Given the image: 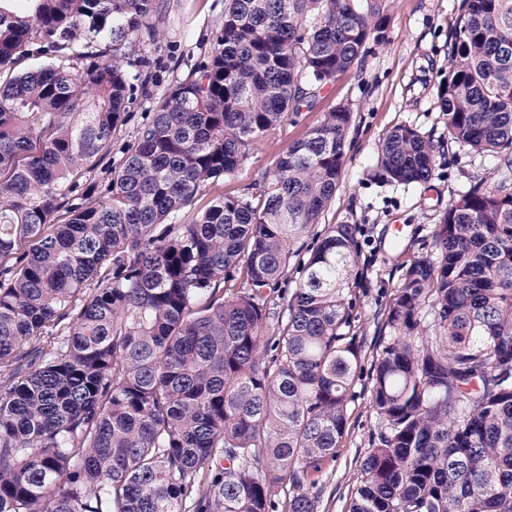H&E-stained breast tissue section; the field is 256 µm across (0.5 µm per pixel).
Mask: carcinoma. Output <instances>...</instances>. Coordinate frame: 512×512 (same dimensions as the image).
Returning a JSON list of instances; mask_svg holds the SVG:
<instances>
[{"instance_id":"1","label":"carcinoma","mask_w":512,"mask_h":512,"mask_svg":"<svg viewBox=\"0 0 512 512\" xmlns=\"http://www.w3.org/2000/svg\"><path fill=\"white\" fill-rule=\"evenodd\" d=\"M12 2L0 512H318L363 359L349 287L361 225L320 224L349 107L288 145L257 192L180 216L385 40V0H224L211 55L153 100L101 178L146 93L122 50L154 0ZM439 99L448 139L506 157L503 176L448 201L435 253L404 266L348 512H512V0H462ZM435 163L413 126L383 138L390 182L426 184Z\"/></svg>"}]
</instances>
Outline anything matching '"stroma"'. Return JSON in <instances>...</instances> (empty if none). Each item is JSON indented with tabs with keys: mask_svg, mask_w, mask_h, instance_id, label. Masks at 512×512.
Listing matches in <instances>:
<instances>
[{
	"mask_svg": "<svg viewBox=\"0 0 512 512\" xmlns=\"http://www.w3.org/2000/svg\"><path fill=\"white\" fill-rule=\"evenodd\" d=\"M150 21L158 38L142 36L126 46L131 61H143L148 89L159 96L189 76L213 48L224 20V0H155ZM388 28L383 44L333 85L315 107L289 115L273 135L252 145L233 179L208 187L197 199L203 210L224 195H237L272 170L280 153L318 125L339 104L353 113L346 135L345 164L336 197L322 217L326 224L363 228L352 281L357 295L356 334L372 355L380 334L376 312L401 282L404 265L429 250L433 232L449 199L497 179L500 161L474 156L449 141L447 120L438 103V86L448 76V44L459 27L461 0H386ZM417 127L439 147L436 174L427 184L387 182L376 167L383 136L392 128ZM370 384L360 375L349 404L348 428L335 471L320 502V512H347L357 484L359 463L371 446L375 419Z\"/></svg>",
	"mask_w": 512,
	"mask_h": 512,
	"instance_id": "obj_1",
	"label": "stroma"
}]
</instances>
